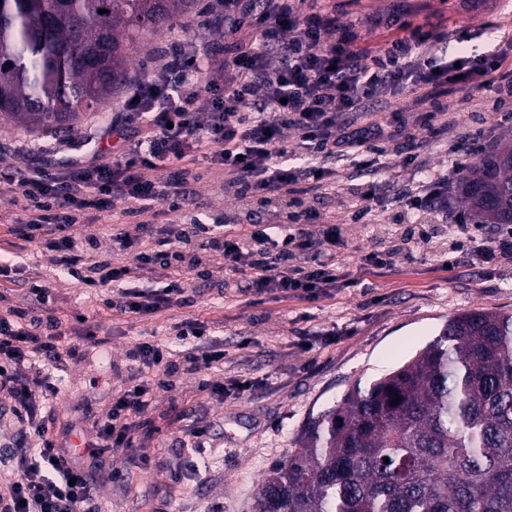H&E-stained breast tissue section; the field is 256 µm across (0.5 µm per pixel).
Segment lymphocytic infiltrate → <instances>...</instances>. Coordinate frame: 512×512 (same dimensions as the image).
Wrapping results in <instances>:
<instances>
[{
    "label": "lymphocytic infiltrate",
    "mask_w": 512,
    "mask_h": 512,
    "mask_svg": "<svg viewBox=\"0 0 512 512\" xmlns=\"http://www.w3.org/2000/svg\"><path fill=\"white\" fill-rule=\"evenodd\" d=\"M301 0H224V31L249 27L246 41L225 44L223 52L203 50L192 42L174 46L164 56L162 77L133 79L125 91L124 111L146 123L141 139L112 157L89 165L22 170L0 165V200L24 201L12 226L54 251L56 262L74 280L105 289L104 304L124 314L146 316L172 306L193 304L189 281L196 266L188 253L223 255L226 274L254 294L270 291L328 293L338 276L335 258L321 259L322 245H335L339 227L322 225L319 233L289 228L273 217L254 223L249 233L221 224L140 225L139 236L112 233L114 250L130 255L128 265L97 261L95 236L77 240L71 233L81 212L111 210L132 200L148 213L162 203L180 208L188 197L182 176L165 181L153 170L172 160L200 161L224 178L238 197L287 200L300 180L315 188L335 185L330 161L379 154L400 133L395 120L365 122L368 112H382L403 90L421 100L446 93L449 85L479 81L481 89L512 93V43L454 64L445 61L441 27L410 26L404 15L385 26L396 36L383 52L356 47V33L339 24L335 13L303 11ZM206 81H199V73ZM434 129L409 138L400 149L402 169L414 185L399 199L406 223L422 225L427 211L442 210L448 178L418 166L417 159ZM297 158L307 167L294 166ZM464 247L477 258L512 257V225H498L487 236L481 227L466 228ZM165 270L167 281L153 292L129 287L140 271ZM26 293L47 312L43 332L22 324L16 313L0 315V392L8 393L17 430L0 467L14 475L0 495V512H100L99 481L111 479L102 462L112 447L130 449L141 462L147 429L141 415L153 393L167 390L178 364L166 346L139 343L128 368V386L112 396L109 411L94 425L84 449L59 441L43 412L47 395L57 394L52 371L64 361L78 363L76 349L60 353L58 322L51 317L52 291L31 282ZM180 339L191 341L185 358L191 373L203 376L202 390L220 396L224 386L206 374L223 363L224 351L209 339L208 326L185 320Z\"/></svg>",
    "instance_id": "obj_1"
}]
</instances>
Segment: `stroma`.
<instances>
[{
  "instance_id": "obj_1",
  "label": "stroma",
  "mask_w": 512,
  "mask_h": 512,
  "mask_svg": "<svg viewBox=\"0 0 512 512\" xmlns=\"http://www.w3.org/2000/svg\"><path fill=\"white\" fill-rule=\"evenodd\" d=\"M335 11L341 23L354 25L358 42L383 48L387 38L369 18L407 12L416 25L444 22L447 55L493 50L504 36L512 37V0H316ZM433 123L441 127L438 140L422 151L429 168L453 173V162L471 148L470 134L483 132L485 149L512 143V99L495 104L475 85L439 97ZM119 104L84 120L66 135H33L0 119V160L21 169L45 163L64 166L92 161L97 152L123 151L124 140L113 134L120 119ZM122 119V118H121ZM197 180L196 203L186 212L160 206L152 221L174 224L199 218L201 223L230 217L248 221L250 206L224 192L221 176L207 173L203 164L191 166ZM290 211L309 230L339 223L336 243L339 273L351 286L334 288L326 296L303 300L273 291L254 300L234 288H221L224 258L211 254V280H195V304L175 307L143 318L107 309L94 289L76 283L56 264L55 254L7 229L21 208L0 202V245L17 257L19 284L0 283V314L27 307L23 281L49 284L53 307L63 334V347H77L82 359L68 365L58 383L56 398L44 412L57 437L71 445L110 408L113 392L127 384L129 355L142 341L152 340L174 351L185 350L176 326L197 319L210 327L214 341L224 345V363L208 378L224 386L223 397H205L197 375L178 372L169 390L153 395L143 417L153 433L144 441L148 464H140L129 449L115 448L106 466L120 479L101 482L97 495L102 512H251L263 473L287 458L308 417L340 401L358 378H373L409 360L431 341L449 318L473 309L512 313V259L477 262L456 248L461 223H476L463 213L456 198L448 200L447 216L438 217L432 243L404 242L395 210L374 214L372 223H343V202L334 190L307 189L298 184ZM144 217L132 201L117 202L107 213L86 211L72 228L75 238L95 234L93 256L114 265L128 263L114 252L110 225L136 234ZM405 244V252L384 267L366 263V253ZM245 391H238V384ZM207 427L199 455L182 442L191 425ZM207 469L206 479L193 474L189 462Z\"/></svg>"
}]
</instances>
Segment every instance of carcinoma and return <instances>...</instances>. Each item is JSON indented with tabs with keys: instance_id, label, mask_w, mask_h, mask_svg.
Returning a JSON list of instances; mask_svg holds the SVG:
<instances>
[{
	"instance_id": "1",
	"label": "carcinoma",
	"mask_w": 512,
	"mask_h": 512,
	"mask_svg": "<svg viewBox=\"0 0 512 512\" xmlns=\"http://www.w3.org/2000/svg\"><path fill=\"white\" fill-rule=\"evenodd\" d=\"M196 2L0 0V114L32 133L77 129L131 81L135 44ZM456 195L512 224V146ZM252 512H512V315L460 313L401 366L357 380L266 471Z\"/></svg>"
}]
</instances>
